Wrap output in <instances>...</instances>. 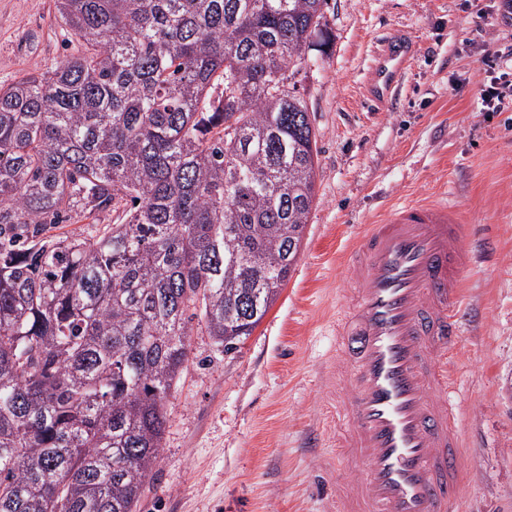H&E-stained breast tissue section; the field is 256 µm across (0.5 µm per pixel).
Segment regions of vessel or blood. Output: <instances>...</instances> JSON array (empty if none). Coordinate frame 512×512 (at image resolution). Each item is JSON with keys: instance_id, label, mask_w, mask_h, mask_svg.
Listing matches in <instances>:
<instances>
[{"instance_id": "obj_1", "label": "vessel or blood", "mask_w": 512, "mask_h": 512, "mask_svg": "<svg viewBox=\"0 0 512 512\" xmlns=\"http://www.w3.org/2000/svg\"><path fill=\"white\" fill-rule=\"evenodd\" d=\"M413 50L390 37L371 102L397 97ZM471 228L447 199H406L365 225L349 252L355 297L338 324L345 398L340 445L362 469L336 512H459L465 447L450 356L463 329L460 282Z\"/></svg>"}]
</instances>
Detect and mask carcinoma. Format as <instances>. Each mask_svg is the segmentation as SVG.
<instances>
[{
    "instance_id": "obj_1",
    "label": "carcinoma",
    "mask_w": 512,
    "mask_h": 512,
    "mask_svg": "<svg viewBox=\"0 0 512 512\" xmlns=\"http://www.w3.org/2000/svg\"><path fill=\"white\" fill-rule=\"evenodd\" d=\"M327 5L55 0L87 53L0 88V512H136L193 320L231 352L277 300Z\"/></svg>"
}]
</instances>
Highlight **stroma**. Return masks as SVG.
<instances>
[{
    "instance_id": "35a3bbf8",
    "label": "stroma",
    "mask_w": 512,
    "mask_h": 512,
    "mask_svg": "<svg viewBox=\"0 0 512 512\" xmlns=\"http://www.w3.org/2000/svg\"><path fill=\"white\" fill-rule=\"evenodd\" d=\"M501 2L328 0L330 41L295 77L319 149L298 260L236 351L193 321L138 512H330L337 485L359 470L336 447L345 427L334 415L346 254L390 204L444 193L473 229L461 285L471 320L452 354L467 441L460 512H512V108L478 109L485 51L512 42ZM397 32L416 56L397 102L367 111L374 52ZM83 50L53 0H0V86Z\"/></svg>"
}]
</instances>
